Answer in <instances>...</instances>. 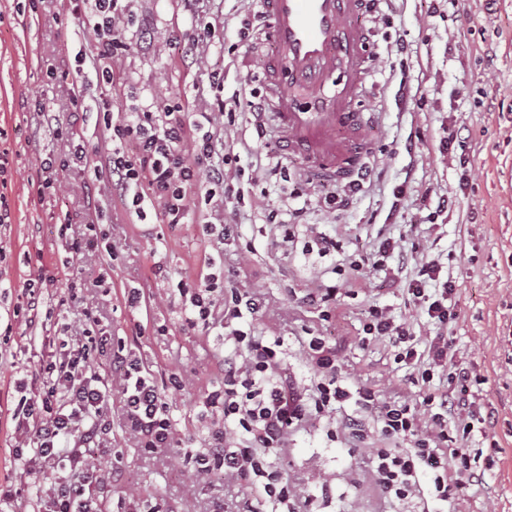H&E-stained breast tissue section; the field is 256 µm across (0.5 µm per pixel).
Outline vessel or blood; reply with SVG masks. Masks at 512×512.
Returning a JSON list of instances; mask_svg holds the SVG:
<instances>
[{
  "instance_id": "b4317fda",
  "label": "vessel or blood",
  "mask_w": 512,
  "mask_h": 512,
  "mask_svg": "<svg viewBox=\"0 0 512 512\" xmlns=\"http://www.w3.org/2000/svg\"><path fill=\"white\" fill-rule=\"evenodd\" d=\"M272 46L262 80L278 99L285 138L314 173L357 168L355 147L367 136L352 111L374 52L355 22L365 0H258Z\"/></svg>"
}]
</instances>
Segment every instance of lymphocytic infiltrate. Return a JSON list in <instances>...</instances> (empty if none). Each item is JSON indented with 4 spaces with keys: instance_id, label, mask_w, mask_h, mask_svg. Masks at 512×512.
Wrapping results in <instances>:
<instances>
[{
    "instance_id": "lymphocytic-infiltrate-1",
    "label": "lymphocytic infiltrate",
    "mask_w": 512,
    "mask_h": 512,
    "mask_svg": "<svg viewBox=\"0 0 512 512\" xmlns=\"http://www.w3.org/2000/svg\"><path fill=\"white\" fill-rule=\"evenodd\" d=\"M129 2L70 0L69 15L85 18L98 40L95 75L111 87L118 84L112 59L132 48L125 35ZM240 107L252 116L254 135L264 138L265 102L256 94L244 102L216 96L211 111L192 118L176 103L137 109L117 122L110 111L100 112L97 118L111 146L91 157L80 144L76 126L56 127L54 134L86 166L108 168L113 195L137 217L157 208L167 223H180L189 191L199 190L210 209L206 230L221 241L231 234L224 222L225 203L240 204L245 199L242 188L234 184L245 171L237 166L238 155L226 151L217 128L221 120L235 122ZM232 163L237 169L230 176L226 167ZM54 280L43 265L31 274L24 289L28 322L51 320L56 307L84 299L88 284L79 280L70 283L66 295L49 301L47 288ZM404 288L435 324L444 327L457 319L456 285L437 261L422 258ZM176 291L191 325L231 328L233 348L220 361L224 385L206 398L207 409L220 413L221 422L191 460L198 478L218 474L242 488L237 512H259L252 504L256 497L264 506L260 512H303L275 456L285 447L289 433L310 417L333 412L350 400L363 412L349 425L354 441L364 442L373 422L384 438L406 442L402 448L372 451V473L385 495L400 502L426 496L452 504L462 489L481 483L478 459L464 446L471 436L487 432L485 400L476 390L481 379L457 361L447 336L434 337L428 353H419L417 339L406 324L386 309L370 307L363 323L367 340L397 346L396 363L412 369L421 380L418 393L411 398L388 397L367 386H347L337 376L339 350L313 336L308 341V359L319 381L307 398L283 368L281 338L259 336L237 326L258 313L255 293L225 289L220 269L200 282L179 281ZM41 344L42 358L29 371L35 394L21 398L13 415L15 458L25 475L54 477L38 500L37 512H105L119 476L101 473L93 455L94 449L112 446L109 392L97 373L101 358H109L121 371L116 388L126 433L151 454L173 445L166 393L139 358L114 345L94 316H87L82 328L63 337L48 331ZM438 369L448 374V385L441 390L431 386ZM425 472L431 475L426 490L419 480Z\"/></svg>"
}]
</instances>
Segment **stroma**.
Segmentation results:
<instances>
[{
	"mask_svg": "<svg viewBox=\"0 0 512 512\" xmlns=\"http://www.w3.org/2000/svg\"><path fill=\"white\" fill-rule=\"evenodd\" d=\"M127 34L137 43L113 67L123 81L116 91L99 82L91 66L76 69V55H91L94 36L75 19L53 20L47 8L21 9L17 0H0V129L8 133L12 159L7 196L12 222L0 227V483L19 472L14 461L11 413L20 395L16 388L26 369L36 364L40 345L31 338L14 310L31 272L53 265L57 280L49 292L60 295L68 280L101 277L88 296L102 314L101 325L140 356L159 384L168 388L174 446L165 456L149 459L124 433L121 419L112 423V454L104 467H119L126 481L122 493L133 496L141 512L157 501L174 512H208L220 481L199 482L182 463L184 453L205 446L211 417L203 413L207 395L222 376L214 359L231 348L220 329L189 327L172 289L179 278L197 280L207 272L206 258L223 257L226 283L257 291L264 303L250 326L265 336L285 340L284 366L300 393L316 382L305 353L310 336L342 345L338 376L352 385L390 388L410 395L415 387L408 368L395 363L387 342L361 344L359 336L369 306L387 309L415 334L435 336L436 327L404 290L416 261L437 258L455 282L459 316L448 326L459 361L473 367L490 413L488 428L501 451L486 470L482 484L464 489L462 512H512V0H377L365 12L363 26L378 55L355 101L356 111L374 115L364 142L366 166L375 176L337 216L313 208L294 243L269 223V213L283 211L289 182L306 186L319 199L325 185L308 177L300 154L287 152L274 112H266L264 139L254 137L250 118L237 116L227 130L240 144V166L251 175L245 202L228 205L231 237L224 244L202 237L206 218L188 203L181 223L139 220L112 198V175L106 170L62 168L56 193L36 197L45 159L62 153L52 130L31 127L34 107L55 115L58 124L75 119L67 96L70 83L85 86L84 141L88 152L103 150L106 135L96 123L102 100L113 113L128 105L182 103L189 112L210 109L209 76H224V97H245L248 88L264 91L260 80L270 53L263 28L244 41L225 39L223 46L193 45L187 35L194 23L236 26L259 14L256 0H131ZM406 47L397 54L396 43ZM60 67L49 75L46 63ZM467 130L470 162L460 166L455 150L439 151L454 126ZM416 148L406 152V141ZM291 179L282 181L279 168ZM403 188L394 199L395 188ZM456 204L438 211L440 196ZM116 247L117 257L86 256L62 266L58 226L71 218L82 226L89 213ZM336 236L340 250L319 257L306 250L314 233ZM402 239L405 264L390 260V273L370 272L366 287H344L343 269L351 259L373 253L379 240ZM163 275L151 276L152 265ZM338 285L337 315L323 319L304 303L317 283ZM140 289L142 299L130 307L126 294ZM183 385L171 387L170 375ZM354 402L335 414L312 417L288 438L281 459L293 491L308 499L312 512H421L420 499L400 505L372 479L369 451L385 447L379 433L354 443L345 424L359 416Z\"/></svg>",
	"mask_w": 512,
	"mask_h": 512,
	"instance_id": "obj_1",
	"label": "stroma"
}]
</instances>
